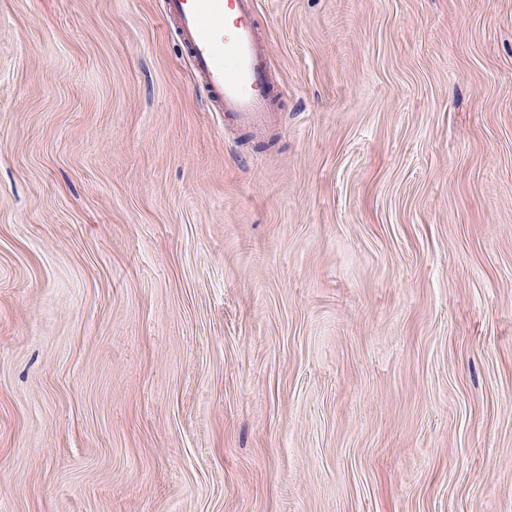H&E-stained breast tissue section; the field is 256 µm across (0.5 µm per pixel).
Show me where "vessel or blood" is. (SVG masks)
Segmentation results:
<instances>
[{"label":"vessel or blood","instance_id":"vessel-or-blood-1","mask_svg":"<svg viewBox=\"0 0 512 512\" xmlns=\"http://www.w3.org/2000/svg\"><path fill=\"white\" fill-rule=\"evenodd\" d=\"M257 0H164V18L225 126L268 134L277 112Z\"/></svg>","mask_w":512,"mask_h":512}]
</instances>
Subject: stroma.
<instances>
[{"label": "stroma", "mask_w": 512, "mask_h": 512, "mask_svg": "<svg viewBox=\"0 0 512 512\" xmlns=\"http://www.w3.org/2000/svg\"><path fill=\"white\" fill-rule=\"evenodd\" d=\"M163 0H0V512H512V0H257L228 140Z\"/></svg>", "instance_id": "35a3bbf8"}]
</instances>
